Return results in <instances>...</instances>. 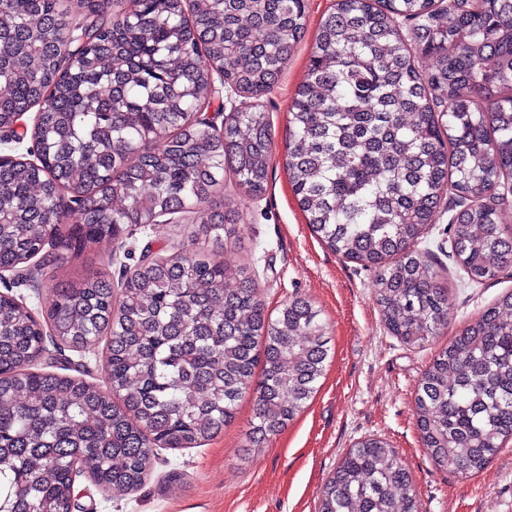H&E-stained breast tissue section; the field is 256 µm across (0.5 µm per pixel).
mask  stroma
Wrapping results in <instances>:
<instances>
[{
  "label": "stroma",
  "instance_id": "1",
  "mask_svg": "<svg viewBox=\"0 0 512 512\" xmlns=\"http://www.w3.org/2000/svg\"><path fill=\"white\" fill-rule=\"evenodd\" d=\"M335 0H306L304 35L274 90L260 100L272 122L268 187L252 197L232 178L224 201L240 218L239 241L225 259L247 269L267 311L294 297L315 303L329 336L330 358L307 408L263 448L246 435L253 401L244 397L234 422L202 447L159 448L150 477L135 491L103 490L88 478L75 482L78 512H318L320 493L355 442L377 435L408 465L419 512H512V441L484 470L461 478L433 464L416 426L417 383L434 355L498 297L512 291V270L482 284L470 283L456 262L449 204L437 209L418 249L437 266L448 290V327L431 345L413 348L386 329L372 291L373 271L343 259L315 237L295 199L286 155L288 110L307 77L321 21ZM157 232L134 230L121 243L101 242L66 264L67 277L108 267L145 248L178 251L193 215L160 218ZM181 482L166 487L169 474Z\"/></svg>",
  "mask_w": 512,
  "mask_h": 512
}]
</instances>
